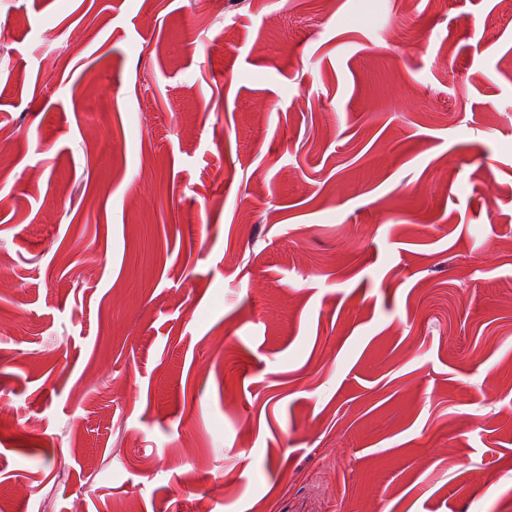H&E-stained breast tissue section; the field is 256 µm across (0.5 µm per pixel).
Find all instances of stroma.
Instances as JSON below:
<instances>
[{
	"mask_svg": "<svg viewBox=\"0 0 512 512\" xmlns=\"http://www.w3.org/2000/svg\"><path fill=\"white\" fill-rule=\"evenodd\" d=\"M7 512H512L506 0H0Z\"/></svg>",
	"mask_w": 512,
	"mask_h": 512,
	"instance_id": "obj_1",
	"label": "stroma"
}]
</instances>
